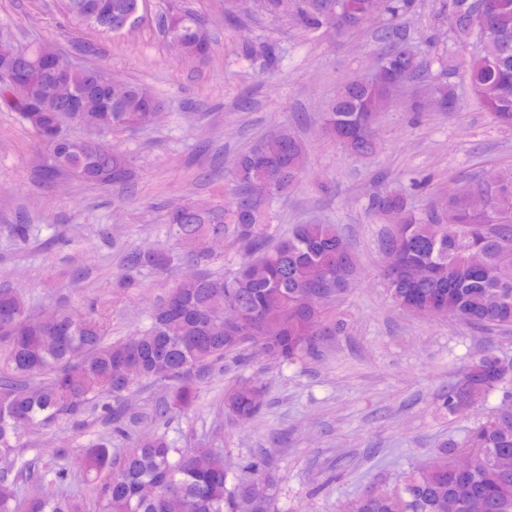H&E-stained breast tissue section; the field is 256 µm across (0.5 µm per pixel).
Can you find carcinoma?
<instances>
[{
	"mask_svg": "<svg viewBox=\"0 0 512 512\" xmlns=\"http://www.w3.org/2000/svg\"><path fill=\"white\" fill-rule=\"evenodd\" d=\"M140 0H66L81 24L108 29L114 17L132 12ZM390 18L389 34L400 38L398 21L414 0H382ZM296 13L310 29L325 24L357 26L374 8L373 0H295ZM456 41L472 43L471 30L483 28L477 50L466 59L473 96L500 125L512 127V0H446ZM166 38L182 45V60L197 63L212 49L203 20L184 10L161 19ZM30 98L11 102L0 85V103L16 112L41 143L50 146L39 175L68 170L90 186L125 185L134 168L129 155L107 135L132 124H149L150 110L160 100L141 85H113L112 107L91 108L69 118L50 90V81L32 61L28 46L17 49ZM424 62L405 48L388 53L366 84L353 80L337 92L319 120L323 130L351 152L376 151L375 124L392 100L393 81L426 75ZM77 94L97 87L95 75L71 76ZM445 112L458 110V100L441 84L433 87ZM38 111L32 123L25 112ZM89 123L103 129L99 140L70 134V127ZM307 153L303 141L283 129L234 159L232 197L200 211L191 205L167 214L171 237L187 247L186 255L201 265L198 278L170 289L138 335L106 342L104 319L93 313L56 310L47 320L28 315L24 297L0 288V512H85L79 499L66 493L48 497L21 493L9 478L12 454L26 447L32 431L52 426L62 417L99 408L105 395L118 397L135 381L149 379L167 388L166 413H186L199 398L188 379L193 369L238 354L247 347L278 363L317 357L324 341L343 332L344 323L327 306L345 295L356 274V259L333 224H298L273 235L270 203L301 180ZM266 185L269 194L255 199L251 189ZM376 216L393 224L381 243L387 290L395 306L409 314L427 310L477 328L512 326V281L502 269L512 265V171H501L495 183L476 179L448 198L442 211L421 218L410 212L406 196L377 192L369 202ZM232 236L244 252L237 270L224 276L212 271L223 256L206 248L210 240ZM180 259L176 252L133 255L115 287L125 288L143 269H163ZM240 311L239 323L224 328V309ZM495 391L502 403L471 426L462 441L450 439L434 449L429 463L405 473L398 482L371 484L348 499L344 512H512V362L487 351L465 367L459 382L443 396L442 407L455 416L481 403ZM264 389L242 384L224 392V411L239 422L258 417ZM466 449L478 460L467 473L458 472L453 454ZM85 483L93 491L94 512H276L265 462L247 468L252 481L228 485L224 455L211 448L185 450L166 436L135 438L130 449L112 455V441L101 437L83 450Z\"/></svg>",
	"mask_w": 512,
	"mask_h": 512,
	"instance_id": "carcinoma-1",
	"label": "carcinoma"
}]
</instances>
